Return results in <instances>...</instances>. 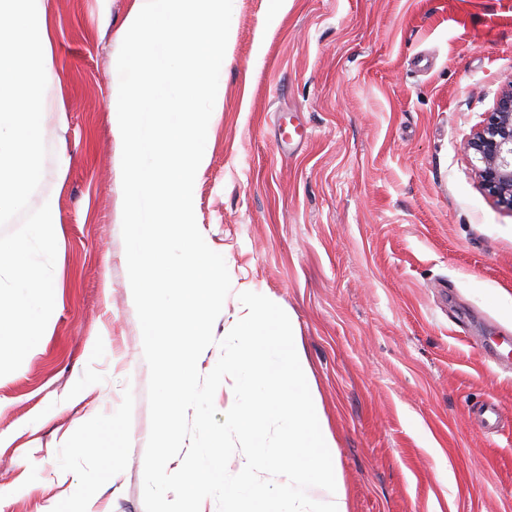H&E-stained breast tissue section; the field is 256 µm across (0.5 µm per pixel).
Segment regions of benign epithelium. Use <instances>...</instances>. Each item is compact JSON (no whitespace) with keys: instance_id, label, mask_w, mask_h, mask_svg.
<instances>
[{"instance_id":"7a95c632","label":"benign epithelium","mask_w":512,"mask_h":512,"mask_svg":"<svg viewBox=\"0 0 512 512\" xmlns=\"http://www.w3.org/2000/svg\"><path fill=\"white\" fill-rule=\"evenodd\" d=\"M462 150L477 161L482 191L512 210V79L508 80L483 124L463 142Z\"/></svg>"}]
</instances>
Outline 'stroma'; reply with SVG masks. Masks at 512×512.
<instances>
[{"mask_svg": "<svg viewBox=\"0 0 512 512\" xmlns=\"http://www.w3.org/2000/svg\"><path fill=\"white\" fill-rule=\"evenodd\" d=\"M134 0H46L55 68L32 203L57 201L51 324L0 377V512H145L149 368L128 289L109 97ZM512 78V0H233L195 217L232 291L290 316L350 512H512V210L463 140ZM80 410L119 418L86 440ZM493 402L504 427L483 433ZM70 441H89L76 454ZM124 467L117 486L105 474ZM79 494L60 495L57 466ZM476 423L485 433L497 432L500 421L501 411L494 403L483 404L475 412Z\"/></svg>", "mask_w": 512, "mask_h": 512, "instance_id": "obj_1", "label": "stroma"}]
</instances>
